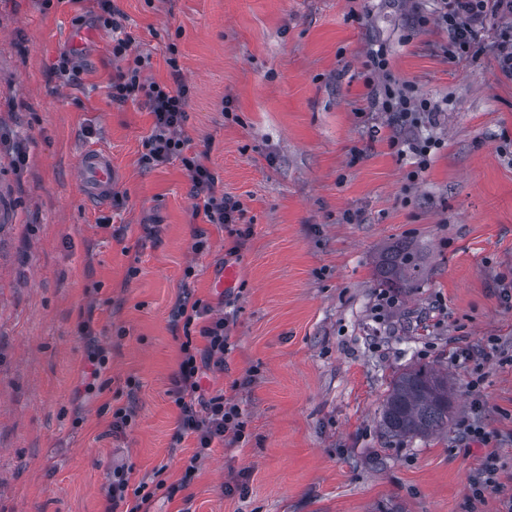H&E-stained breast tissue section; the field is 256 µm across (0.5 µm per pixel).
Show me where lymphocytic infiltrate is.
Instances as JSON below:
<instances>
[{"mask_svg":"<svg viewBox=\"0 0 512 512\" xmlns=\"http://www.w3.org/2000/svg\"><path fill=\"white\" fill-rule=\"evenodd\" d=\"M442 8L435 22L448 32L450 56L468 53L477 33L489 15L505 17L506 23L497 34L500 44L498 67L512 79V0H441ZM93 13L96 26L111 32L112 57L116 63L111 82L113 102L124 103L145 99L153 116L150 134L143 141L141 160L157 166L180 160L190 182L191 215L206 223L224 228L234 239L230 255H238L250 235L241 221L245 210L240 201L224 195L217 188V178L202 161L200 153L191 149L184 134L188 118L190 90L185 84L177 88L148 80L151 55L135 47L134 37L116 20L112 0H95ZM389 54L378 47L370 54V67L382 80L372 87L381 111L391 113L401 128L418 124L422 115L437 112L438 106L424 97H412L402 86L388 79ZM236 314L220 311L203 299L183 291L171 312V321L180 334L181 360L173 377L170 395L179 410L177 440L191 437L198 454L226 441L237 443L245 436L247 420L240 406L226 398L223 391L205 392L201 380L207 373L223 371L224 358L234 344L230 326ZM127 468L113 470L103 489L106 512H149L155 496L147 482L132 483Z\"/></svg>","mask_w":512,"mask_h":512,"instance_id":"lymphocytic-infiltrate-1","label":"lymphocytic infiltrate"}]
</instances>
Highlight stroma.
<instances>
[{
  "label": "stroma",
  "instance_id": "obj_1",
  "mask_svg": "<svg viewBox=\"0 0 512 512\" xmlns=\"http://www.w3.org/2000/svg\"><path fill=\"white\" fill-rule=\"evenodd\" d=\"M149 78L190 89L184 128L251 235L190 217L179 160L142 165L152 116L109 95L112 35L93 0H0V512H103L114 469L162 476L152 512H505L512 503V80L497 65L503 19L468 57H447L438 0H116ZM429 16L426 26L414 13ZM448 106L418 133L440 140L427 170L394 145L372 100L368 51ZM176 46L177 68L167 63ZM70 49L82 73H51ZM110 151L108 202L81 187L86 145ZM208 247L195 253L196 234ZM406 244L424 277L384 317L375 257ZM136 275H129L130 267ZM192 277H185L186 268ZM231 288H218L225 270ZM195 297L233 302V350L212 390L232 388L248 429L192 478L193 438L173 447L180 361L170 314ZM110 348L86 392L82 322ZM466 350L470 359L459 358ZM434 364L455 382L446 432L386 441L393 372ZM139 382L128 391L127 378ZM479 387H472V380ZM481 399V413L472 402ZM135 422L113 434L108 403ZM477 421L486 441L469 437ZM502 469L483 501L488 453ZM238 480L240 490L224 485Z\"/></svg>",
  "mask_w": 512,
  "mask_h": 512
}]
</instances>
